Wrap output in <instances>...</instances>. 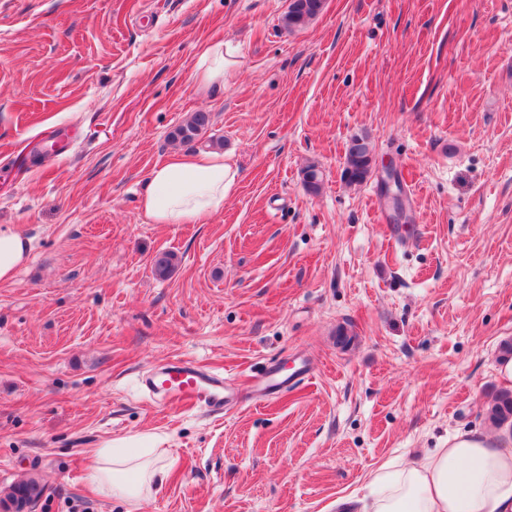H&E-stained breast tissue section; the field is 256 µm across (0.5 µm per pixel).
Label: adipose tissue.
Listing matches in <instances>:
<instances>
[{"instance_id": "adipose-tissue-1", "label": "adipose tissue", "mask_w": 512, "mask_h": 512, "mask_svg": "<svg viewBox=\"0 0 512 512\" xmlns=\"http://www.w3.org/2000/svg\"><path fill=\"white\" fill-rule=\"evenodd\" d=\"M238 64L228 43L205 49L195 77L205 87L225 85ZM237 168L223 153L170 154L151 171L141 208L156 224H205L224 209ZM131 452L96 449L87 479L100 496L130 504L149 496L166 479L168 449L131 439ZM358 512H512V430L463 431L407 464L372 470Z\"/></svg>"}]
</instances>
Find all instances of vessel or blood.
Wrapping results in <instances>:
<instances>
[{"mask_svg":"<svg viewBox=\"0 0 512 512\" xmlns=\"http://www.w3.org/2000/svg\"><path fill=\"white\" fill-rule=\"evenodd\" d=\"M306 367H298L290 375H281L278 368H270L267 392L276 393L296 384L307 376ZM139 384L149 394L161 397L164 402L201 405L208 411L223 410L228 401L224 391V378L206 371L189 361H177L150 370L139 379Z\"/></svg>","mask_w":512,"mask_h":512,"instance_id":"obj_1","label":"vessel or blood"}]
</instances>
